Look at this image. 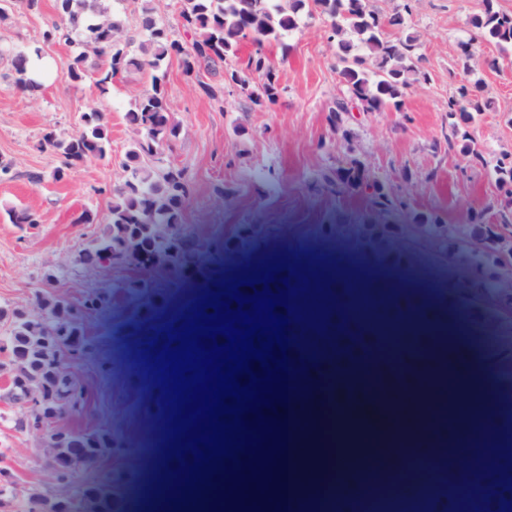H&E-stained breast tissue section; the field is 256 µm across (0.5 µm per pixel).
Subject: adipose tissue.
Here are the masks:
<instances>
[{
    "label": "adipose tissue",
    "instance_id": "obj_1",
    "mask_svg": "<svg viewBox=\"0 0 512 512\" xmlns=\"http://www.w3.org/2000/svg\"><path fill=\"white\" fill-rule=\"evenodd\" d=\"M476 366L482 374H489V365H478L473 353L467 354L460 364L430 358L424 366L429 384L417 396L398 401L395 408H387L381 394L373 392L345 402L335 414L317 418L303 452L293 458L292 465L321 474L322 480L312 485H291L290 493L326 496L338 487L353 493L360 480L378 473L375 449L430 437L428 410L440 397L446 381L459 378Z\"/></svg>",
    "mask_w": 512,
    "mask_h": 512
}]
</instances>
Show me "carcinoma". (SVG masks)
Instances as JSON below:
<instances>
[{"mask_svg": "<svg viewBox=\"0 0 512 512\" xmlns=\"http://www.w3.org/2000/svg\"><path fill=\"white\" fill-rule=\"evenodd\" d=\"M151 0H140L138 25L140 42L128 35L125 19L118 10L109 11L100 0H55L58 24L44 34L46 40L62 39L76 45L77 54L68 69V78L78 82L86 76V63L93 58L96 86L104 91L112 82L132 71L151 73V87L126 112L134 133V144L127 155L125 180L112 189L110 232L93 248L86 250L84 264L119 268L143 264L141 253L151 250L165 261H178L183 255L179 231L183 211L192 189L183 170L157 165L164 146L178 137L179 127L172 119L165 97L166 62L173 56L181 60L185 73L217 62L231 69V80L249 100L257 105L275 104L280 86L264 46L276 42L285 45L288 34L298 28L301 17L317 16L326 25L325 34L335 47V69L347 88L348 96L337 99L329 108L327 121L334 131L349 140L339 125L340 114L349 111L351 102L368 112L385 109L402 110L409 90L427 79L418 54L419 38L407 31L411 0H401L385 14L370 0H181L179 13L183 25L194 29L196 39L189 45L171 37L169 29L155 17ZM483 8L471 19L476 37L495 45L505 53L512 49V13L498 8L497 0H482ZM399 32L391 37L389 31ZM255 46L247 60L238 61L241 43ZM13 54L15 83L23 91H36L40 83L32 76L29 54L22 50L0 48ZM493 101L480 84L461 83L448 102L451 138L460 142V151L479 158L473 148L469 126L475 116L489 112ZM41 145L58 149L65 165L87 157L106 155L109 140L104 115L98 110L83 114L82 131L60 141L48 133ZM495 183L512 200V159L501 160L493 168ZM323 191L343 195L367 194L372 208L385 216L402 217L410 213L411 204L385 182L370 173L361 159L351 157L346 166L323 172L317 178ZM470 223L485 234L500 240L512 238V209L505 206L492 223L483 211L471 216ZM205 289L213 283L227 281L221 268H207L199 273ZM333 306L317 318L304 316L292 322L288 332V356L307 360V375L323 378L361 363L366 351L379 343V332L358 316L361 300L345 288L338 290L326 283ZM368 291L377 296L379 306L373 314L397 320L398 335L413 333L412 315L433 325L448 324V300L435 299L420 303L423 292L411 286L398 288L380 279ZM37 305L48 318L31 317L17 310L0 308V324H7L0 336V351L10 352L0 369L11 373L6 397L14 404L27 400L28 388L40 390L47 409L58 416L87 411V396L65 368L58 365L57 353L62 344L84 341L79 355L90 353L84 321L109 303L99 292H90L77 304L61 301L53 293H38ZM137 331L162 344L167 334L153 327V314L136 325ZM59 435L56 466L61 479L67 480L75 470L101 455L109 447V433L104 428L84 432L57 431ZM488 478L501 488L512 489V465L492 461Z\"/></svg>", "mask_w": 512, "mask_h": 512, "instance_id": "obj_1", "label": "carcinoma"}]
</instances>
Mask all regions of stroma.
Listing matches in <instances>:
<instances>
[{
  "instance_id": "obj_1",
  "label": "stroma",
  "mask_w": 512,
  "mask_h": 512,
  "mask_svg": "<svg viewBox=\"0 0 512 512\" xmlns=\"http://www.w3.org/2000/svg\"><path fill=\"white\" fill-rule=\"evenodd\" d=\"M54 0H39L35 10L17 6L0 22V308L38 315L35 296L50 290L62 300L80 301L88 292L110 287V302L85 323L95 344L86 359L66 365L83 385L93 418L55 420V427L101 426L114 448H133L139 482L151 494L158 472L169 463L161 447L144 438L146 426L164 428L171 409L161 403V381L149 361V340L134 325L156 293L169 301L156 323L171 316L192 317L205 292L195 272L214 263L237 272L273 256L315 264L319 256L336 260L335 281L352 277L359 259L392 277L398 286L417 283L428 296L448 299L452 316H464L467 332L441 334L449 353L476 352L494 371L472 374L468 392L451 391L457 408L488 399L494 412L486 426L512 433V322H499L494 303L512 291L496 288L499 267L490 258L456 245L449 229L468 231L471 212L499 207L502 194L491 172L503 155H512V51L473 46V76L495 109L476 116L469 128L483 155L476 164L458 147H446L448 100L460 79L457 45L470 36L469 21L482 0H414L408 27L419 37L425 82L408 93L402 111L352 112L344 117L354 143L346 145L327 121L336 97L345 93L333 67L334 48L319 19H303L286 45L268 44L264 53L276 67L281 94L269 107L252 104L234 86L224 65L185 74L179 58L167 67L168 108L180 127L165 164L184 170L193 193L184 211L192 233L179 264L133 268L88 267L80 254L109 231L112 188L127 175L125 163L133 133L125 114L150 86L148 73L116 79L100 92L93 77L71 81L74 49L47 43L43 33L56 20ZM40 49V87L24 92L14 81L10 49ZM96 109L107 122L110 146L105 158L89 157L65 165L60 151L42 147L46 133L74 136L84 112ZM372 173L407 195L411 208L436 214L443 222L433 234L417 224L387 223L359 193L336 198L314 194L310 185L321 171L345 165L350 153ZM64 168L62 180L53 173ZM41 173L32 182L29 172ZM36 214V224H17L15 212ZM139 282L134 294L119 291L121 281ZM21 411L0 397V469L14 481L16 505L36 496L67 501L69 512H112V455L81 467L69 483L58 471L39 432L15 429Z\"/></svg>"
}]
</instances>
